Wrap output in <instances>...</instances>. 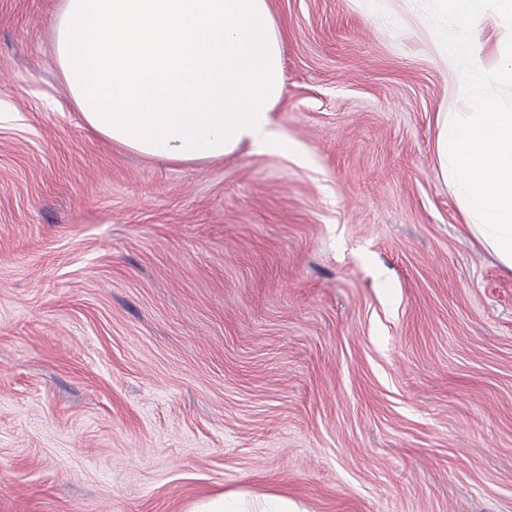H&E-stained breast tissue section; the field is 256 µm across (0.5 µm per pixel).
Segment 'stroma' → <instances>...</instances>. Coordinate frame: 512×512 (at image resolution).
Wrapping results in <instances>:
<instances>
[{"mask_svg": "<svg viewBox=\"0 0 512 512\" xmlns=\"http://www.w3.org/2000/svg\"><path fill=\"white\" fill-rule=\"evenodd\" d=\"M58 3L0 0V512H512V271L435 163L512 25L465 83L433 0H268L292 152L163 165L86 128ZM247 507L245 494L237 491L220 492L192 506L189 512H254Z\"/></svg>", "mask_w": 512, "mask_h": 512, "instance_id": "1", "label": "stroma"}]
</instances>
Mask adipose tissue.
Returning <instances> with one entry per match:
<instances>
[{"mask_svg":"<svg viewBox=\"0 0 512 512\" xmlns=\"http://www.w3.org/2000/svg\"><path fill=\"white\" fill-rule=\"evenodd\" d=\"M460 27L441 30L461 78L474 61L461 34L486 10L512 23V0H435ZM57 63L86 127L168 163H200L242 145L290 147L271 113L283 92L284 48L268 0H61ZM436 165L453 176L478 244L512 270V109L490 100L462 120L437 116Z\"/></svg>","mask_w":512,"mask_h":512,"instance_id":"ef3b65f1","label":"adipose tissue"}]
</instances>
